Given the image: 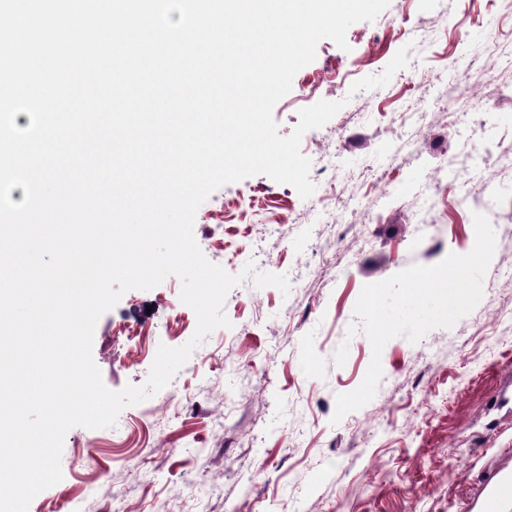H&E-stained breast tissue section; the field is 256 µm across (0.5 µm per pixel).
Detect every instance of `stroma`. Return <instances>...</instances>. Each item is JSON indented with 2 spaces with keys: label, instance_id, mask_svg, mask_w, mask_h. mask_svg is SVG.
<instances>
[{
  "label": "stroma",
  "instance_id": "1",
  "mask_svg": "<svg viewBox=\"0 0 512 512\" xmlns=\"http://www.w3.org/2000/svg\"><path fill=\"white\" fill-rule=\"evenodd\" d=\"M498 0H390L372 22L347 31L348 49L319 42L315 60L300 69L273 109L280 135H289L301 109L317 99L343 101L323 127L300 144L316 188L329 184L360 196L393 186L404 209H346L336 224H287L266 231L237 212L194 223L206 257L231 274L254 272L228 293L229 327L208 334L177 373L180 400L166 415L143 405L124 408L111 428L70 429L61 457L68 485L40 492L29 512H486L487 494L512 474V326L500 307L512 305V220L495 224L496 247L477 306L452 327L430 330L418 342L396 337L381 354L382 378L360 420L333 421L337 394L356 389L372 359L364 331H352L359 286L414 265L432 266L464 254L470 217L483 207L512 205V173L495 178L493 192L441 211L438 228L408 223L412 190L430 179L425 160L393 170L385 147L404 136L408 112L425 113L429 141L448 153L449 192L459 186L476 153L512 150V99L497 96L512 78V59H474L473 85L487 112L468 116V138L445 135L460 104L448 90L447 59L483 35L478 16ZM423 42V51L413 50ZM410 63L384 87L351 93V85L380 74L400 48ZM323 85L303 97L313 79ZM336 152L325 169L324 150ZM263 188L269 211L302 210L294 187L257 175L215 190L202 214ZM304 273L303 287L290 279ZM171 275L150 290H130L97 321L93 359L113 391L143 384L150 362L126 367L134 343L115 336L134 325L145 349L186 344L195 312L180 300ZM298 323L284 333L286 317ZM347 345L344 365L334 360ZM271 371H264L263 363ZM163 447H156V440ZM464 463L448 464V448Z\"/></svg>",
  "mask_w": 512,
  "mask_h": 512
}]
</instances>
